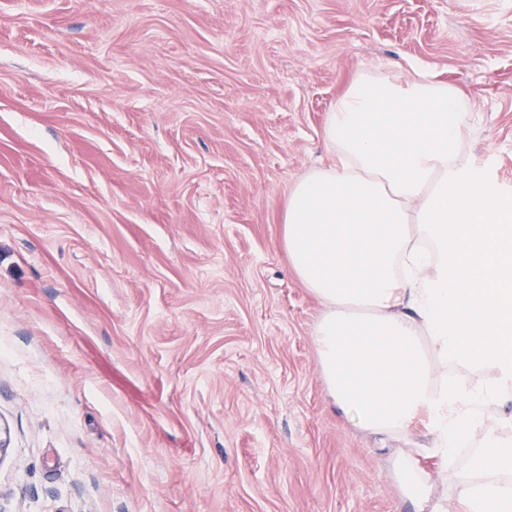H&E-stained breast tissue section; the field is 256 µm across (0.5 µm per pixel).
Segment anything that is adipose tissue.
Here are the masks:
<instances>
[{"instance_id": "ef3b65f1", "label": "adipose tissue", "mask_w": 512, "mask_h": 512, "mask_svg": "<svg viewBox=\"0 0 512 512\" xmlns=\"http://www.w3.org/2000/svg\"><path fill=\"white\" fill-rule=\"evenodd\" d=\"M374 69L337 98L324 129L335 160L293 185L283 216L291 267L325 307L322 376L361 430L424 426L440 473L483 430L451 502L415 449L393 450L391 478L416 512H512V441L485 425L512 400V194L465 154L459 88ZM453 367L494 377L466 385Z\"/></svg>"}]
</instances>
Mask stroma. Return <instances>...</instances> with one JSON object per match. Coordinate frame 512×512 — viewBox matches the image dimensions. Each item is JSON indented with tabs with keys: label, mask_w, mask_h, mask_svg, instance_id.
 Masks as SVG:
<instances>
[{
	"label": "stroma",
	"mask_w": 512,
	"mask_h": 512,
	"mask_svg": "<svg viewBox=\"0 0 512 512\" xmlns=\"http://www.w3.org/2000/svg\"><path fill=\"white\" fill-rule=\"evenodd\" d=\"M378 60L512 192V0H0V512H414L282 241Z\"/></svg>",
	"instance_id": "1"
}]
</instances>
